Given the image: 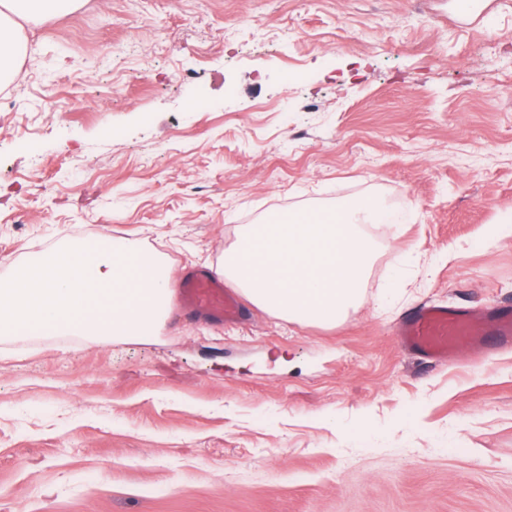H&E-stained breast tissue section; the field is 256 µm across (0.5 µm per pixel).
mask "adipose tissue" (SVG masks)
Wrapping results in <instances>:
<instances>
[{
	"label": "adipose tissue",
	"instance_id": "adipose-tissue-1",
	"mask_svg": "<svg viewBox=\"0 0 512 512\" xmlns=\"http://www.w3.org/2000/svg\"><path fill=\"white\" fill-rule=\"evenodd\" d=\"M76 0H0V83L12 74L22 52L17 20L71 11Z\"/></svg>",
	"mask_w": 512,
	"mask_h": 512
}]
</instances>
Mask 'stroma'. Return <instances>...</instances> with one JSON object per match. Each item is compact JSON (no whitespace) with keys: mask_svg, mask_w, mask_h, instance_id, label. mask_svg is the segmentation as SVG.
I'll use <instances>...</instances> for the list:
<instances>
[{"mask_svg":"<svg viewBox=\"0 0 512 512\" xmlns=\"http://www.w3.org/2000/svg\"><path fill=\"white\" fill-rule=\"evenodd\" d=\"M477 4L465 24L455 0L19 21L0 282L74 239L138 242L176 277L286 212L372 198L404 220L371 227L364 300L333 326L173 299L150 336L0 342V512H512V350L429 364L394 336L420 304H512V0Z\"/></svg>","mask_w":512,"mask_h":512,"instance_id":"stroma-1","label":"stroma"}]
</instances>
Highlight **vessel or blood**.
<instances>
[{"mask_svg": "<svg viewBox=\"0 0 512 512\" xmlns=\"http://www.w3.org/2000/svg\"><path fill=\"white\" fill-rule=\"evenodd\" d=\"M178 298L183 310L215 324H234L240 304L221 277L203 272L185 273L179 280ZM400 346L430 363L447 360L462 349L488 343L512 346V309L485 307L448 309L431 303L410 310L397 331Z\"/></svg>", "mask_w": 512, "mask_h": 512, "instance_id": "1", "label": "vessel or blood"}]
</instances>
